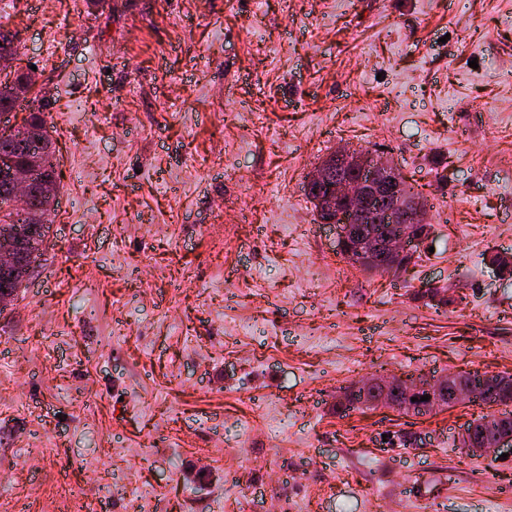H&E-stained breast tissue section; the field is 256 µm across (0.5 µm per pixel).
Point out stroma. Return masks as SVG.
Listing matches in <instances>:
<instances>
[{"label":"stroma","instance_id":"1","mask_svg":"<svg viewBox=\"0 0 512 512\" xmlns=\"http://www.w3.org/2000/svg\"><path fill=\"white\" fill-rule=\"evenodd\" d=\"M0 24L60 175L0 314V512H512V454L459 446L485 407L336 410L370 376L512 373V0H13ZM341 143L424 196L406 272L319 223L303 185Z\"/></svg>","mask_w":512,"mask_h":512}]
</instances>
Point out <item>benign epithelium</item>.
<instances>
[{
	"label": "benign epithelium",
	"instance_id": "benign-epithelium-1",
	"mask_svg": "<svg viewBox=\"0 0 512 512\" xmlns=\"http://www.w3.org/2000/svg\"><path fill=\"white\" fill-rule=\"evenodd\" d=\"M336 161L341 167L358 174L350 179L341 173L331 174L318 166L305 180L306 187H316L318 222L339 228V248L351 255L385 259L384 265L392 272L408 267L417 248L431 235L426 217L427 208L418 199L409 198L408 180L387 158L369 151L336 150ZM35 177V169L20 167L15 159L0 157V179L7 182L8 201L3 209L24 211ZM22 230L0 233V266L7 268L14 262L15 239ZM453 373L439 377H423L412 381L402 377H367L351 389L352 397L366 398L369 389L378 385L384 389L398 386L416 399L417 407L408 412L417 416L443 407H456L474 398L469 388L453 385ZM428 396L423 402L421 397ZM479 441H474V429L465 428L470 448L467 452L477 457H488L504 449L512 451V431L495 429L487 423Z\"/></svg>",
	"mask_w": 512,
	"mask_h": 512
}]
</instances>
